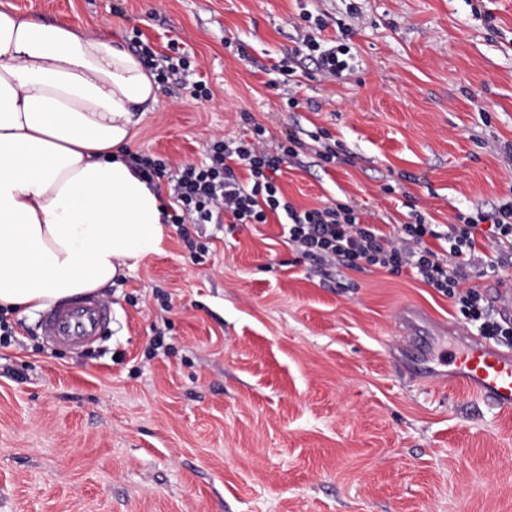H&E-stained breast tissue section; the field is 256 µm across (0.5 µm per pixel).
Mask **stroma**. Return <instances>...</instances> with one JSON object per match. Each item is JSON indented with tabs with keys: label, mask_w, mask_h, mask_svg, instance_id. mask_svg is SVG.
Masks as SVG:
<instances>
[{
	"label": "stroma",
	"mask_w": 512,
	"mask_h": 512,
	"mask_svg": "<svg viewBox=\"0 0 512 512\" xmlns=\"http://www.w3.org/2000/svg\"><path fill=\"white\" fill-rule=\"evenodd\" d=\"M0 3L161 54L178 42L211 96L159 88L130 152L200 161L247 112L276 141L328 133L340 162L279 179L299 207L446 224L512 200V0H122L119 16L113 0ZM305 14L329 38L354 27L356 57L344 80L303 77L290 112L256 66L288 56ZM193 235L204 262L171 225L101 291L113 321L91 350L48 343L39 311L10 314L0 512H512V413L446 363L412 380L395 345L407 303L475 335L453 299L408 273L311 266L274 220ZM478 256L467 282L490 303L512 254Z\"/></svg>",
	"instance_id": "1"
}]
</instances>
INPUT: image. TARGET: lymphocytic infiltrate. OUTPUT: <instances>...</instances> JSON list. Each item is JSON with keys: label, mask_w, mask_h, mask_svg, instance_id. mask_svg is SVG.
I'll use <instances>...</instances> for the list:
<instances>
[{"label": "lymphocytic infiltrate", "mask_w": 512, "mask_h": 512, "mask_svg": "<svg viewBox=\"0 0 512 512\" xmlns=\"http://www.w3.org/2000/svg\"><path fill=\"white\" fill-rule=\"evenodd\" d=\"M325 27V22L316 21L314 31L301 35L287 59L268 67L271 87L295 84L305 60L330 81L351 71L354 55L350 45L321 38ZM134 46L158 84L175 86L195 100L210 97L204 81L191 80L187 54L160 55L139 40ZM305 150V143L294 134L270 142L266 128L252 121L239 138L210 139L204 147L205 159L198 164L175 167L166 159L139 153L128 154L127 160L147 181L163 180L170 186L164 221L179 228L183 241L193 247L196 261H203L205 253L195 250L192 227L226 220L234 225L264 224L269 215L276 214L283 217V233L304 260L334 268L371 266L396 275L411 273L452 298L482 335L512 338V323L498 319L476 288L462 286L480 241H490L501 250L512 248V203L474 216L457 214L455 223L443 231L419 213L386 231L364 223L362 215L346 204L327 202L300 208L288 201L279 178L285 164ZM241 168L247 171V179L238 176Z\"/></svg>", "instance_id": "lymphocytic-infiltrate-1"}]
</instances>
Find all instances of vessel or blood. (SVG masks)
<instances>
[{
    "mask_svg": "<svg viewBox=\"0 0 512 512\" xmlns=\"http://www.w3.org/2000/svg\"><path fill=\"white\" fill-rule=\"evenodd\" d=\"M402 334L399 346H413L424 353L432 324L411 304L399 311ZM112 321L111 306L93 295L60 301L43 311L39 324L47 340L68 348H83L103 335ZM451 362L467 390L489 406L512 409V352H505L470 336L460 339Z\"/></svg>",
    "mask_w": 512,
    "mask_h": 512,
    "instance_id": "vessel-or-blood-1",
    "label": "vessel or blood"
}]
</instances>
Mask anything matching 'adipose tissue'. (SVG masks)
<instances>
[{
	"mask_svg": "<svg viewBox=\"0 0 512 512\" xmlns=\"http://www.w3.org/2000/svg\"><path fill=\"white\" fill-rule=\"evenodd\" d=\"M157 88L112 38L0 9V307L101 290L159 251L161 191L122 154Z\"/></svg>",
	"mask_w": 512,
	"mask_h": 512,
	"instance_id": "ef3b65f1",
	"label": "adipose tissue"
}]
</instances>
